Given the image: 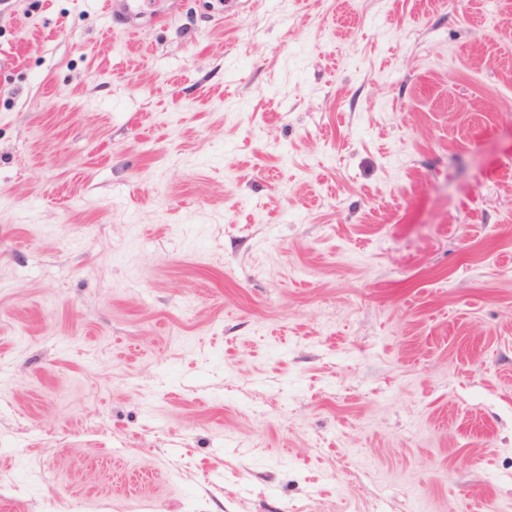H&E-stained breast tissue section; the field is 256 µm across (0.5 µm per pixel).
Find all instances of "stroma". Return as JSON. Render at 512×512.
I'll use <instances>...</instances> for the list:
<instances>
[{
	"mask_svg": "<svg viewBox=\"0 0 512 512\" xmlns=\"http://www.w3.org/2000/svg\"><path fill=\"white\" fill-rule=\"evenodd\" d=\"M126 3L0 0V512H512V0Z\"/></svg>",
	"mask_w": 512,
	"mask_h": 512,
	"instance_id": "1",
	"label": "stroma"
}]
</instances>
